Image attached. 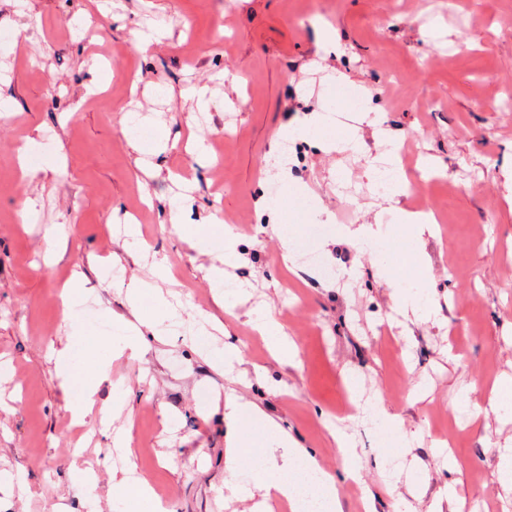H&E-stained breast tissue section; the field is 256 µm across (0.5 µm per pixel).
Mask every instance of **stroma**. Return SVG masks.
Masks as SVG:
<instances>
[{
    "label": "stroma",
    "instance_id": "obj_1",
    "mask_svg": "<svg viewBox=\"0 0 512 512\" xmlns=\"http://www.w3.org/2000/svg\"><path fill=\"white\" fill-rule=\"evenodd\" d=\"M423 0H0V97L14 104L0 121V512H88L86 488L72 484L80 460L96 486L98 512H139L123 485L126 464L151 485L167 512H249L233 486L283 464L287 449L224 469V400L258 406L338 478L342 512H430L446 482L480 502L481 512H512L498 478L512 449V414L490 407L497 381L512 398V0H454L437 23H422ZM155 32L146 50L139 29ZM336 41L323 48L322 29ZM321 81L343 102L361 97L356 138L363 151L423 135L425 162L442 180L425 196L378 202L337 198L346 175L364 187L370 172L338 148L343 134L318 131L298 142L292 168L269 169L282 131L321 116ZM137 112L141 132L166 139L148 175L120 124ZM44 133L58 172L43 170ZM28 152V171L18 156ZM278 176L282 205L261 206ZM194 189L182 221L205 226L220 215L238 235L231 273L247 295L217 305L207 256L172 227L177 179ZM36 212L21 223L25 199ZM439 217L415 242L412 206ZM140 211V235L115 232ZM67 229L64 249L46 260L47 225ZM371 228L383 258L345 230ZM306 241L326 270L285 267L278 231ZM149 245L143 254L141 245ZM429 257V290L442 304L424 319L400 314L394 283L413 273L412 250ZM123 258L112 285L99 287L90 258ZM171 278L162 289L180 305L162 336H143L137 358L112 356L113 320L130 317L124 280H150L154 258ZM338 275H331V268ZM391 269L385 278L383 269ZM81 273L91 324L73 339L77 356L108 363L107 376L64 391L50 345L69 340L57 282ZM269 312L300 348V367L280 364L250 323ZM242 362L226 370L224 351ZM383 422L345 418L348 373ZM95 410L75 420L66 402L86 388ZM345 431L341 453L332 436ZM412 439L402 444L399 435ZM454 456L459 469L444 467ZM355 478H347V471ZM23 472L30 491L5 488Z\"/></svg>",
    "mask_w": 512,
    "mask_h": 512
}]
</instances>
